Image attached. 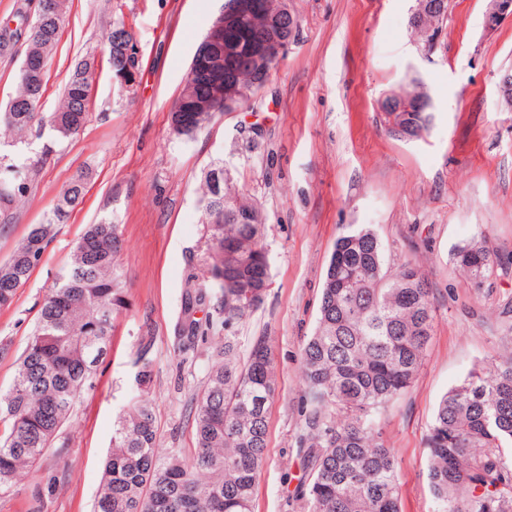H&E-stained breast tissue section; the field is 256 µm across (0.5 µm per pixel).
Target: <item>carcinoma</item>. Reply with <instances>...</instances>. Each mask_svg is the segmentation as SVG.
Instances as JSON below:
<instances>
[{
	"mask_svg": "<svg viewBox=\"0 0 512 512\" xmlns=\"http://www.w3.org/2000/svg\"><path fill=\"white\" fill-rule=\"evenodd\" d=\"M53 12L26 20L27 49L36 60L20 67L14 95L0 112V126L24 137L57 140L85 126L98 68L118 72L114 51L127 35L117 17L105 35L102 56L70 64L62 99L40 111L49 63L69 12L55 0ZM210 107L181 124L176 135L194 139L207 128ZM50 148L21 153L0 164V217L24 200ZM92 172L73 175L45 220L35 224L0 264V307L13 304L36 265L32 240L47 248L56 227L83 203ZM199 207L206 250L186 278L181 335L190 350L215 330L231 327L260 308L272 286L263 241L266 224L253 196L224 176V161L201 177ZM118 226L102 219L87 225L69 264L38 313L29 341L16 359L11 388L0 394V495L36 467L70 419L75 402L93 387L113 322L129 302L120 287ZM476 286L491 276L497 255L482 239L454 253ZM429 278L417 261L384 263L377 232L365 225L343 232L334 245L320 289L317 324L300 353L303 395L295 443L307 470L298 492L306 512H402L398 463L383 438L380 420L388 405L414 384L434 335ZM207 310L205 318L196 313ZM149 346L134 361L140 392L113 429L94 512H254L256 484L266 461L268 403L277 388L271 337L254 339L246 356L237 337H224L190 421L195 448H158ZM512 353L480 362L440 399L424 438L427 479L436 512H512Z\"/></svg>",
	"mask_w": 512,
	"mask_h": 512,
	"instance_id": "carcinoma-1",
	"label": "carcinoma"
}]
</instances>
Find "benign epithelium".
<instances>
[{"label":"benign epithelium","instance_id":"1","mask_svg":"<svg viewBox=\"0 0 512 512\" xmlns=\"http://www.w3.org/2000/svg\"><path fill=\"white\" fill-rule=\"evenodd\" d=\"M291 10L287 0H233L220 11L212 26L196 48L185 83L191 85L195 97L214 106L231 108L236 112L239 97L240 77L246 75L252 82L264 88L267 79L258 72L266 70L268 62L281 58L288 52L290 41L284 38L288 30ZM262 17L265 27L252 29L255 17ZM512 20V0H487L484 11V32L491 36L502 24ZM122 59L121 82L131 80L137 85L141 68V56L136 40L123 41L118 47ZM497 93L501 104L512 112V70L502 71L498 76ZM404 97L403 103L392 106L381 98L378 112L386 128L395 127L404 111L426 109L425 99L414 93L397 92Z\"/></svg>","mask_w":512,"mask_h":512}]
</instances>
